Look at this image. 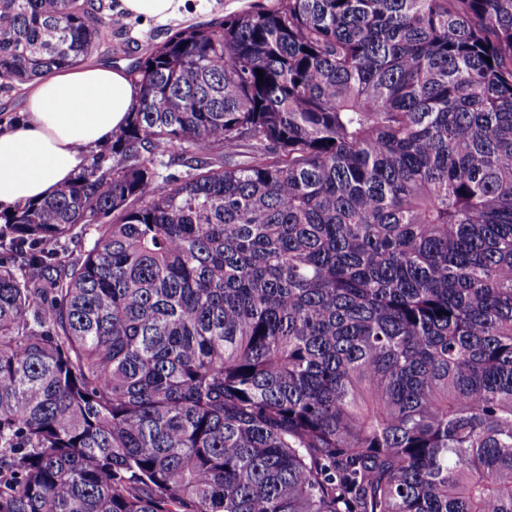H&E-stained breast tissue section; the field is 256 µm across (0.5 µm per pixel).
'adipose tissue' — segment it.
I'll return each instance as SVG.
<instances>
[{"mask_svg": "<svg viewBox=\"0 0 512 512\" xmlns=\"http://www.w3.org/2000/svg\"><path fill=\"white\" fill-rule=\"evenodd\" d=\"M139 97L121 67L59 69L28 87L25 112L0 124V212L50 197L111 143Z\"/></svg>", "mask_w": 512, "mask_h": 512, "instance_id": "obj_1", "label": "adipose tissue"}]
</instances>
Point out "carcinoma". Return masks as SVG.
<instances>
[{"mask_svg":"<svg viewBox=\"0 0 512 512\" xmlns=\"http://www.w3.org/2000/svg\"><path fill=\"white\" fill-rule=\"evenodd\" d=\"M107 25L0 0V89ZM130 73L0 214V512H512V0H258Z\"/></svg>","mask_w":512,"mask_h":512,"instance_id":"1","label":"carcinoma"}]
</instances>
